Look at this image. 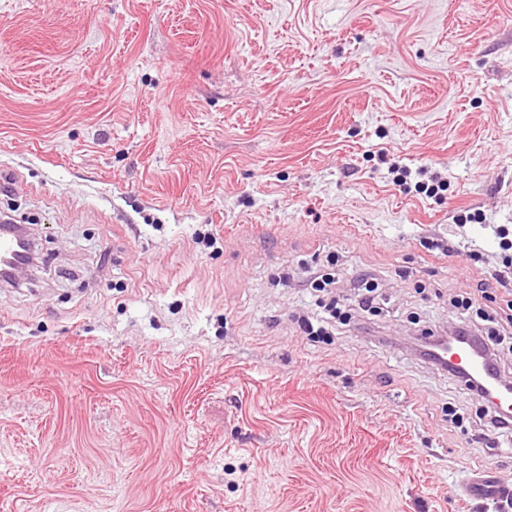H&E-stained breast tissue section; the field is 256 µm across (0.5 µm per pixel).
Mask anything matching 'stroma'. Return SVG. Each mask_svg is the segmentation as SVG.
<instances>
[{"mask_svg": "<svg viewBox=\"0 0 512 512\" xmlns=\"http://www.w3.org/2000/svg\"><path fill=\"white\" fill-rule=\"evenodd\" d=\"M0 212V512H502L454 493L512 433L410 343L512 302V0H0Z\"/></svg>", "mask_w": 512, "mask_h": 512, "instance_id": "stroma-1", "label": "stroma"}]
</instances>
